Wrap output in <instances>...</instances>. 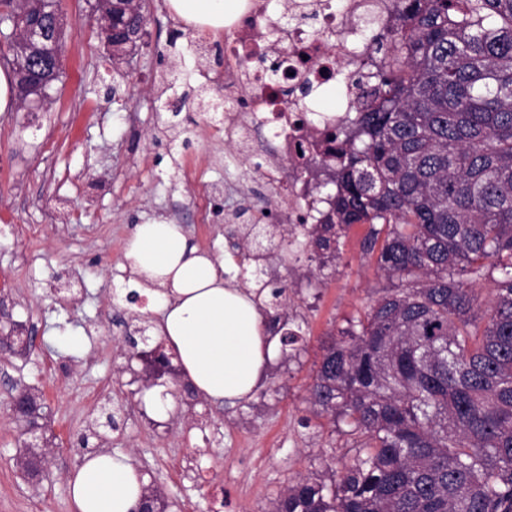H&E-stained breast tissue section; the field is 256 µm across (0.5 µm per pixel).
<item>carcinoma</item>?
Listing matches in <instances>:
<instances>
[{"mask_svg": "<svg viewBox=\"0 0 512 512\" xmlns=\"http://www.w3.org/2000/svg\"><path fill=\"white\" fill-rule=\"evenodd\" d=\"M132 0L112 20L134 30ZM397 23L371 35L381 62L331 147L311 160L335 193L303 227L268 213L229 231L241 261L312 274L340 256L349 230L392 287L322 347L310 402L360 441L330 481L305 478L267 512H512V0H395ZM490 279L487 307L470 283ZM267 329L297 350L295 304L274 271L254 278ZM27 429L42 428L28 391ZM46 453L21 467L43 478ZM142 498L167 512L153 483Z\"/></svg>", "mask_w": 512, "mask_h": 512, "instance_id": "obj_1", "label": "carcinoma"}]
</instances>
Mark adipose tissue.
<instances>
[{"instance_id": "obj_1", "label": "adipose tissue", "mask_w": 512, "mask_h": 512, "mask_svg": "<svg viewBox=\"0 0 512 512\" xmlns=\"http://www.w3.org/2000/svg\"><path fill=\"white\" fill-rule=\"evenodd\" d=\"M193 25L219 30L240 0H170ZM125 258L135 288L160 314L154 335L179 354L181 380L212 399L251 397L277 351L253 292L237 287L229 260L191 245L183 225L140 224ZM75 512H133L145 478L122 455L91 453L71 476Z\"/></svg>"}]
</instances>
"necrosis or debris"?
Returning a JSON list of instances; mask_svg holds the SVG:
<instances>
[{
  "instance_id": "obj_1",
  "label": "necrosis or debris",
  "mask_w": 512,
  "mask_h": 512,
  "mask_svg": "<svg viewBox=\"0 0 512 512\" xmlns=\"http://www.w3.org/2000/svg\"><path fill=\"white\" fill-rule=\"evenodd\" d=\"M302 2L305 18L274 29L269 24V0H244V10L224 24V70L218 75L225 141L240 150L248 133L265 134L270 155L294 173L288 183V215L297 226L314 223L327 208L302 173L315 152L326 149L327 125L344 119L360 91L345 83L340 108L323 118L302 117L300 100L287 91L304 84L322 88L338 69L356 70L362 60L379 63L352 22L364 18L383 25L396 22L394 0H343L338 9L332 0ZM271 54L278 63L273 72L264 67Z\"/></svg>"
}]
</instances>
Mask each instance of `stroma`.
<instances>
[{"instance_id":"stroma-1","label":"stroma","mask_w":512,"mask_h":512,"mask_svg":"<svg viewBox=\"0 0 512 512\" xmlns=\"http://www.w3.org/2000/svg\"><path fill=\"white\" fill-rule=\"evenodd\" d=\"M93 2L60 0L64 54L52 101L0 112V327L13 320L36 338L27 356L0 357V512H73L69 479L95 451L129 456L164 490L168 512H266L290 482L329 477L355 455V437L314 416L309 388L329 332L389 282L361 251L366 225H355L323 275L280 269L301 301L305 341L268 364L251 400L177 394L165 414L148 412L142 365L127 360L124 341L133 313L155 317L127 300L135 226L176 213L193 244L228 257L237 217L258 218L281 198L197 110L218 95L223 32L148 0L146 34L116 66L82 25ZM24 387L46 404L50 448L36 488L17 464L23 438L11 401ZM109 412L117 429L90 437Z\"/></svg>"}]
</instances>
